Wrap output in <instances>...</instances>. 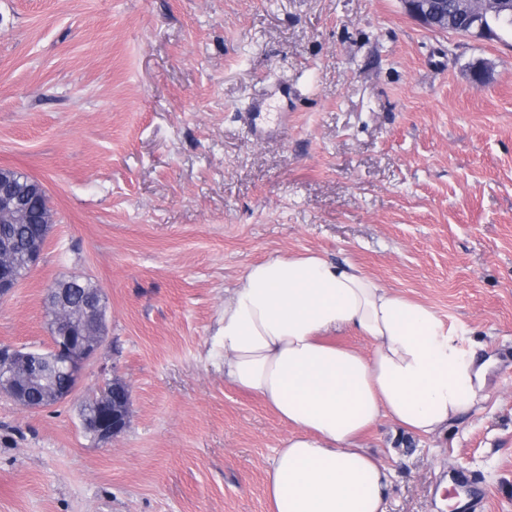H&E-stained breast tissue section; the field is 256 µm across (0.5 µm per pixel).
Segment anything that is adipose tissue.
Returning a JSON list of instances; mask_svg holds the SVG:
<instances>
[{
    "mask_svg": "<svg viewBox=\"0 0 512 512\" xmlns=\"http://www.w3.org/2000/svg\"><path fill=\"white\" fill-rule=\"evenodd\" d=\"M355 331L369 352L336 343ZM224 381L288 424L267 512H385L389 470L361 444L384 417L432 434L473 409L494 365L430 307L316 254L250 265L224 300Z\"/></svg>",
    "mask_w": 512,
    "mask_h": 512,
    "instance_id": "obj_1",
    "label": "adipose tissue"
}]
</instances>
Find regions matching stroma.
<instances>
[{
    "instance_id": "stroma-1",
    "label": "stroma",
    "mask_w": 512,
    "mask_h": 512,
    "mask_svg": "<svg viewBox=\"0 0 512 512\" xmlns=\"http://www.w3.org/2000/svg\"><path fill=\"white\" fill-rule=\"evenodd\" d=\"M277 81L288 124L254 140L241 114ZM0 168L43 181L53 218L0 344L50 346L58 280L107 302L72 396L0 395V512H267L290 429L225 384L216 331L244 270L288 254L354 263L496 358L442 430L364 437L386 512H464L459 471L512 512V37L401 0H0ZM113 378L130 417L101 446L81 409Z\"/></svg>"
}]
</instances>
